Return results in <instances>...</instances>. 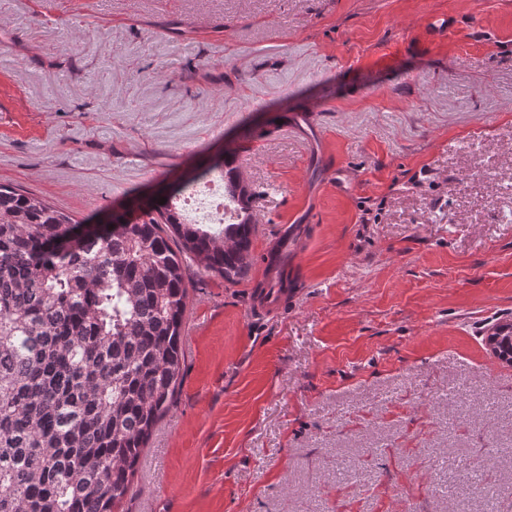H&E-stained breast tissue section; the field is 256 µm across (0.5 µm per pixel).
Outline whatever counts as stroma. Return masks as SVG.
<instances>
[{
    "label": "stroma",
    "instance_id": "1",
    "mask_svg": "<svg viewBox=\"0 0 512 512\" xmlns=\"http://www.w3.org/2000/svg\"><path fill=\"white\" fill-rule=\"evenodd\" d=\"M228 153L250 271H189L129 512H512V0H0V184L84 219Z\"/></svg>",
    "mask_w": 512,
    "mask_h": 512
}]
</instances>
